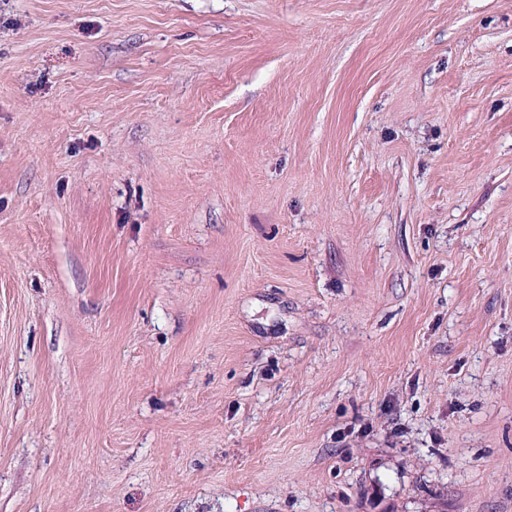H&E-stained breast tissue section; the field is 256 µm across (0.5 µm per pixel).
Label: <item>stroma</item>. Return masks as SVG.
<instances>
[{
  "instance_id": "obj_1",
  "label": "stroma",
  "mask_w": 512,
  "mask_h": 512,
  "mask_svg": "<svg viewBox=\"0 0 512 512\" xmlns=\"http://www.w3.org/2000/svg\"><path fill=\"white\" fill-rule=\"evenodd\" d=\"M0 512H512V0H0Z\"/></svg>"
}]
</instances>
